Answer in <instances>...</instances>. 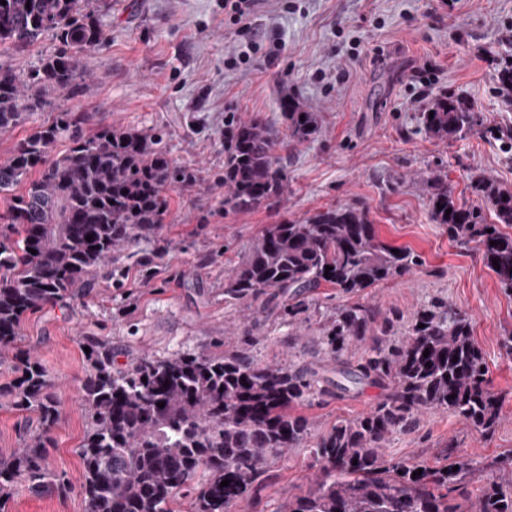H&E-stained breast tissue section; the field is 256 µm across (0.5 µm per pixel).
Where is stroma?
I'll return each mask as SVG.
<instances>
[{
	"label": "stroma",
	"instance_id": "35a3bbf8",
	"mask_svg": "<svg viewBox=\"0 0 512 512\" xmlns=\"http://www.w3.org/2000/svg\"><path fill=\"white\" fill-rule=\"evenodd\" d=\"M107 40L88 58L89 74L76 88L53 94L16 128L0 131V160L14 143L60 112H82L85 131L101 124L161 134L179 165L202 181L172 192L158 231L170 252L150 267L131 265L127 285L115 288L108 269L64 307L28 315L22 348L37 351L57 382L61 418L50 432V468L73 484L67 494L15 490L5 512H84L78 489L79 448L89 420L77 392L88 373L85 337L126 352L163 359L190 352L224 353L228 336H252L249 353L263 363L317 366L319 339L337 307L352 296L329 285L319 306L299 318L292 336L280 308L251 316L224 301V278L268 225L338 204L368 210L379 238L418 254L409 274L374 285L360 300L406 327L428 302L441 299L465 315L489 366L490 385L503 398L502 418L482 436L459 417L428 411L414 427L393 434L388 453L429 466L448 450L478 461L512 451V355L503 338L512 330V295L483 264L475 247L452 242L428 213L430 181L440 177L471 204L472 175L481 173L512 190V147L490 139L488 127H511L512 107L501 97L500 74L512 64V0H257L251 22L274 32L283 47L260 63L224 20V0H92ZM317 113V134L290 142L288 190L272 208L225 213L224 124L261 119L285 129L277 108L282 91ZM442 97L461 99L484 125L465 138L430 137L422 114ZM153 279H146V272ZM379 388L364 386L341 398L302 407L315 432L337 418L370 409ZM39 429L35 414L18 411L0 395V455L21 447ZM318 472L305 449L275 460L270 477L244 504V512H276L304 494Z\"/></svg>",
	"mask_w": 512,
	"mask_h": 512
}]
</instances>
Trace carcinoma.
Wrapping results in <instances>:
<instances>
[{"mask_svg": "<svg viewBox=\"0 0 512 512\" xmlns=\"http://www.w3.org/2000/svg\"><path fill=\"white\" fill-rule=\"evenodd\" d=\"M90 2L0 4L1 48L32 45L45 33L59 42L26 74L0 67V130L23 123L50 94L86 76L89 52L107 38ZM280 108L288 137L302 142L317 133L316 113L287 95ZM422 119L442 141L462 139L483 124L472 106L451 97L435 101ZM85 122L79 112H59L0 161V198L9 199L8 224L16 235L0 239V358L13 363L6 392L15 408L36 414L41 425L0 457V508L20 486L36 494L72 488L66 475L49 468V432L61 404L37 353L18 344L25 318L91 287L104 266L122 287L132 248L154 241L163 223L169 192L200 181L198 171L175 164L154 134L110 125L86 134ZM280 138L279 129L260 119L224 129V213L267 209L283 196L288 175ZM62 139L69 145L60 154L55 147ZM431 186V220L446 226L449 239L475 244L512 294V235L500 230L512 225V190L472 176V193L494 213L490 224L481 207L456 198L442 178ZM419 263L411 250L378 237L367 210L334 205L266 227L224 278V297L249 312L274 303L292 325L316 304L314 292L324 284L359 295ZM321 345L336 371V381L323 387L313 369L260 363L241 348L221 357L142 356L118 367L111 344L85 337L89 371L79 392L90 420L80 449L85 512H175L171 505L189 488L190 512H235L269 478L274 460L302 446L320 474L276 512H512V453L486 464L492 479L466 506L449 494L475 469L473 459L450 448L442 463L429 466L394 460L386 450L392 434L425 411L448 412L483 434L499 422L501 399L465 316L434 301L400 333L393 321L379 322L372 307L355 302L336 309ZM363 384L381 387L383 399L319 435L297 412L333 387L346 393ZM418 469L422 474L413 476ZM225 480L229 485H221Z\"/></svg>", "mask_w": 512, "mask_h": 512, "instance_id": "cac0c4a2", "label": "carcinoma"}]
</instances>
